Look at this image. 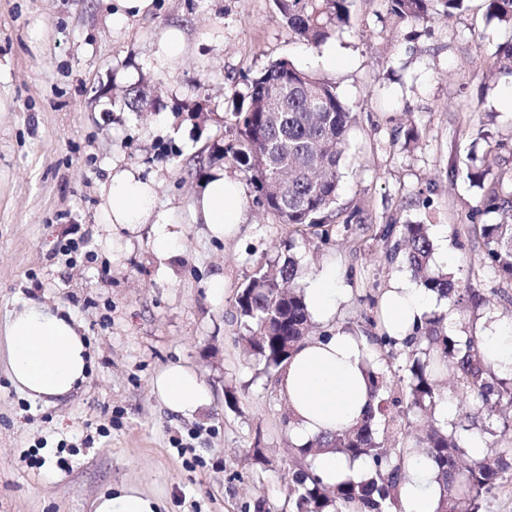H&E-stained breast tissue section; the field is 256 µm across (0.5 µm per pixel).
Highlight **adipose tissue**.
<instances>
[{"label": "adipose tissue", "mask_w": 512, "mask_h": 512, "mask_svg": "<svg viewBox=\"0 0 512 512\" xmlns=\"http://www.w3.org/2000/svg\"><path fill=\"white\" fill-rule=\"evenodd\" d=\"M108 200L105 221L135 229L152 224V247L160 259L174 252L175 217L155 210V181L142 180L133 168L113 169L103 187ZM243 200L238 183L222 170H214L203 182L194 203L196 219L215 236L236 231ZM305 300L312 317H332L344 299L335 275L321 274L309 280ZM432 301L430 292L395 282L382 297L384 324L398 341H405ZM9 376L15 388L33 400L47 402L70 396L86 382L91 367L87 341L77 330L70 312L37 299H27L15 311L6 328ZM369 346L361 337L339 330L327 337L303 341L285 365L280 391L291 415V437L303 445L317 436L341 430L359 421L372 405L365 376ZM159 400L171 411L191 415L207 406L211 392L196 374L181 365L166 367L154 381ZM313 465L329 485L366 479L364 460L324 451ZM440 495L435 469L421 457L409 462L401 486L402 512H435ZM158 500L138 490H105L93 503V512H159Z\"/></svg>", "instance_id": "obj_1"}]
</instances>
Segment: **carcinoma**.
<instances>
[{
    "label": "carcinoma",
    "mask_w": 512,
    "mask_h": 512,
    "mask_svg": "<svg viewBox=\"0 0 512 512\" xmlns=\"http://www.w3.org/2000/svg\"><path fill=\"white\" fill-rule=\"evenodd\" d=\"M451 15L467 0H385L388 10L410 21L431 17L434 2ZM351 0H276L279 15L297 37L313 46L327 41L349 20ZM487 15L512 29V0H483ZM496 64L512 70V39L494 52ZM275 96L278 108L270 112L265 100ZM237 131L224 157L248 173L256 202L290 226H324L335 214L339 166L347 147L346 133L355 122L336 94L333 83L320 80L289 61L269 66L250 85L248 105L234 115ZM467 178L482 190L477 212H511L512 190L503 180H486V171L471 170ZM483 261L500 277L512 281V224L481 226ZM402 256L419 286L448 299L449 305L481 306L476 293H457L446 273L431 268L433 242L426 224H404ZM295 262L273 274L261 268L238 294L241 317L254 324L244 337L247 353L265 366L281 369L309 336L311 314L304 292L295 284ZM478 315L470 317L463 335L448 331V313L434 312L413 325L403 342L405 359L398 367L401 396L384 397L390 389L386 374L368 366L376 407L357 425L322 434L298 449L306 469L294 475L288 496L294 512H402L400 488L407 459L423 455L436 469L440 499L436 512H480L482 505L504 483L512 482V448L490 449L480 459L465 450L456 423H434L422 433L409 431V415L435 408L440 399L438 378L448 376L454 396L476 397L477 413L492 416L502 404H512V378L498 375L477 336ZM369 340L392 357L396 341L383 320H369ZM330 450L370 465L371 477L334 487L316 475L312 458Z\"/></svg>",
    "instance_id": "carcinoma-1"
}]
</instances>
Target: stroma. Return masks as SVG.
<instances>
[{
	"label": "stroma",
	"instance_id": "stroma-1",
	"mask_svg": "<svg viewBox=\"0 0 512 512\" xmlns=\"http://www.w3.org/2000/svg\"><path fill=\"white\" fill-rule=\"evenodd\" d=\"M114 5L0 0V512H91L101 492L131 485L162 512H255L260 500L266 512H290L298 457L288 407L276 372L244 354L237 296L258 268L291 258L301 287L332 269L346 296L315 331L367 335L369 293L411 277L386 254L402 225L420 222L433 268L487 298L484 321L512 323V282L482 260L480 227L501 216L472 217L481 192L464 174L470 155L493 149V176L512 182V73L492 66L512 32L488 19L483 0L417 23L384 0H352L348 25L317 47L289 30L275 0H155L120 29ZM172 25L187 51L162 68L152 54ZM280 60L335 83L356 115L336 207L359 219L331 218L326 237L263 212L244 170L224 158L236 108ZM137 94L150 111L131 107ZM116 167L156 181V208L178 221L173 257L157 258L151 225L103 223L101 185ZM215 168L244 197L243 220L224 239L192 215ZM71 239L82 246L67 257L59 248ZM28 298L69 308L87 338L91 371L69 397L32 400L10 381L3 335ZM173 364L211 391L193 416L152 392ZM475 405L449 399V420L486 447L512 440V426Z\"/></svg>",
	"mask_w": 512,
	"mask_h": 512
}]
</instances>
